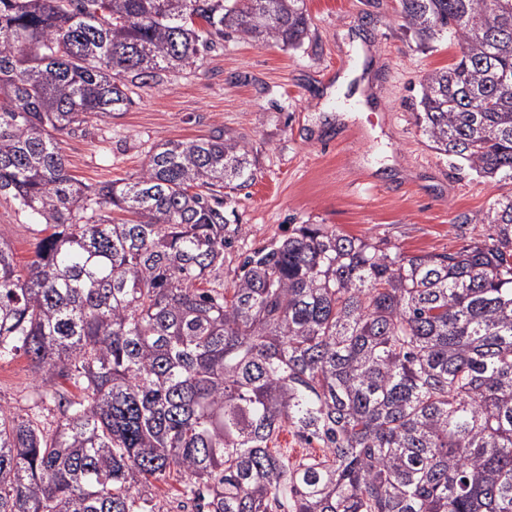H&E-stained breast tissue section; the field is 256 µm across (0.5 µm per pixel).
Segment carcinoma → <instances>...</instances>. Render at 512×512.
Here are the masks:
<instances>
[{"label": "carcinoma", "mask_w": 512, "mask_h": 512, "mask_svg": "<svg viewBox=\"0 0 512 512\" xmlns=\"http://www.w3.org/2000/svg\"><path fill=\"white\" fill-rule=\"evenodd\" d=\"M401 19L460 48L417 120L508 187L457 216L493 233L406 255L295 224L226 288L245 141L168 140L90 185L63 136L226 37L301 46L304 0H0V199L51 230L21 269L0 238V361L26 357L56 407L0 404V512H164L171 477L182 512H512V0ZM284 430L318 449L272 450Z\"/></svg>", "instance_id": "obj_1"}]
</instances>
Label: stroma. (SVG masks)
<instances>
[{
    "instance_id": "35a3bbf8",
    "label": "stroma",
    "mask_w": 512,
    "mask_h": 512,
    "mask_svg": "<svg viewBox=\"0 0 512 512\" xmlns=\"http://www.w3.org/2000/svg\"><path fill=\"white\" fill-rule=\"evenodd\" d=\"M309 35L297 48L229 38L196 66L138 90L126 111L65 138L69 168L92 184L138 174L164 140L216 130L243 138L258 160L255 183L231 194L239 238L224 256L232 284L241 253L286 235L292 224L384 239L402 253L448 252L486 239L457 215L485 210L504 188L435 152L417 122L422 77L458 47H419L400 0H305ZM0 236L19 265L42 237L6 201ZM37 397L26 357L0 361V403L24 411Z\"/></svg>"
}]
</instances>
